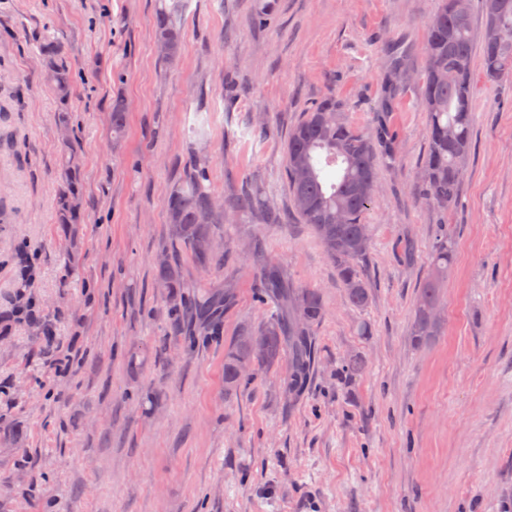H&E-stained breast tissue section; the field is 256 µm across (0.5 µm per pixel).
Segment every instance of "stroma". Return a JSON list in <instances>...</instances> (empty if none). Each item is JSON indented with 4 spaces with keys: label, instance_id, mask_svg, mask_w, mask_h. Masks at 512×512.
Returning <instances> with one entry per match:
<instances>
[{
    "label": "stroma",
    "instance_id": "stroma-1",
    "mask_svg": "<svg viewBox=\"0 0 512 512\" xmlns=\"http://www.w3.org/2000/svg\"><path fill=\"white\" fill-rule=\"evenodd\" d=\"M440 0H189L178 60L160 61L156 0H0V512H503L512 503V77L474 61L473 144L457 201L426 202L419 74ZM60 41L76 83L68 127L42 77ZM409 75L394 99L392 55ZM336 99L367 134L385 123L365 222L366 307L293 215L289 131ZM123 99L128 124L112 137ZM80 156L82 224L55 221L59 145ZM227 197L242 183L284 215L235 216L220 265L178 251L187 296L233 280L219 339L171 337L156 257L175 249L167 194L190 157ZM456 259L431 344L409 336L434 227ZM413 243L405 261L403 240ZM261 242L298 288L318 290L316 359L301 404L287 360L224 387V351L275 313L247 260ZM32 259L35 320L12 316L15 251ZM176 250V249H175ZM56 339L47 343L44 326ZM71 370H51L58 357ZM365 369L347 379L343 360Z\"/></svg>",
    "mask_w": 512,
    "mask_h": 512
}]
</instances>
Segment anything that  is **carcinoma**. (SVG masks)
I'll return each mask as SVG.
<instances>
[{
    "instance_id": "carcinoma-1",
    "label": "carcinoma",
    "mask_w": 512,
    "mask_h": 512,
    "mask_svg": "<svg viewBox=\"0 0 512 512\" xmlns=\"http://www.w3.org/2000/svg\"><path fill=\"white\" fill-rule=\"evenodd\" d=\"M155 42L159 58L175 62L181 53L183 30L181 16L186 0H158ZM483 0L484 30L495 28L499 40L482 37L481 58L487 80L498 81L512 74V0ZM47 81L59 103V123L67 121L73 94L70 66L63 46L51 39L41 48ZM427 60L422 82V107L427 112V154L423 165L426 200L444 210L457 198L463 176V163L472 143L475 113L473 108L472 63L474 33L471 15L460 17L453 0H442L432 18L424 47ZM125 102L112 103V135L119 138L126 126ZM393 156V141L387 127L380 124L371 139L357 131L344 117L336 102L327 99L304 114L288 133L286 172L293 209L302 223L312 227L318 239L336 262L337 274L355 307L369 300L368 287L360 264L369 252L365 213L374 202L371 190H357L360 184L377 182L376 149ZM63 159L56 190V214L59 224H80L84 217L74 205L80 198L78 156L68 140H62ZM206 167L190 159L183 179L173 185L167 196L168 221L172 238L183 245L195 263L205 271L214 266L218 250L215 228L238 213H248L262 224L275 219L272 208L257 201L253 188L236 198L220 202L211 188ZM343 223H336V216ZM454 259V240L448 225H437L431 268L419 287L411 340L422 346L440 335L442 322L434 311L440 307L441 288ZM250 260L260 271L262 288L277 311L258 329L248 330L224 352V386L231 390L244 371L240 359L250 365L273 364L288 353V372L280 378L282 392L297 401L303 397L310 378L315 341L311 327L325 315L321 294L314 289H298L277 267L269 264L259 248L252 249ZM160 286L167 290L173 335L179 336L184 322L197 320L204 334H219V316L235 294L232 280L224 287L206 292L203 297L188 298L179 260L164 253L157 265Z\"/></svg>"
}]
</instances>
